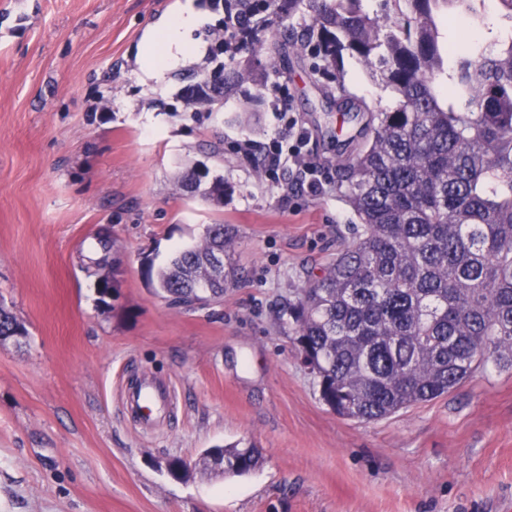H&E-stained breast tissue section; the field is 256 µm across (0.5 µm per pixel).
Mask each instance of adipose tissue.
Wrapping results in <instances>:
<instances>
[{
    "label": "adipose tissue",
    "instance_id": "obj_1",
    "mask_svg": "<svg viewBox=\"0 0 512 512\" xmlns=\"http://www.w3.org/2000/svg\"><path fill=\"white\" fill-rule=\"evenodd\" d=\"M203 15L185 5L148 27L143 39V68L152 79L163 81L166 71L196 49L194 29L205 24Z\"/></svg>",
    "mask_w": 512,
    "mask_h": 512
}]
</instances>
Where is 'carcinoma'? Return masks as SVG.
<instances>
[{
	"label": "carcinoma",
	"instance_id": "obj_1",
	"mask_svg": "<svg viewBox=\"0 0 512 512\" xmlns=\"http://www.w3.org/2000/svg\"><path fill=\"white\" fill-rule=\"evenodd\" d=\"M282 19L300 17L293 48L336 71L358 60L395 104L367 111L363 140L336 154V193L356 218L336 258L308 273L288 302L297 353L338 415L370 423L432 401L491 361L512 367V37L490 51L456 55L442 40L448 12L483 22L485 0H270ZM208 83L184 87L189 105L208 106ZM198 175L195 192L219 204L224 179ZM232 236L206 227L151 281L176 303L205 305L225 285L209 279L216 249ZM98 293L113 285V262L96 261ZM28 331L0 306V337ZM236 475L258 463L250 445L208 448Z\"/></svg>",
	"mask_w": 512,
	"mask_h": 512
}]
</instances>
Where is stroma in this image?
Instances as JSON below:
<instances>
[{
  "instance_id": "1",
  "label": "stroma",
  "mask_w": 512,
  "mask_h": 512,
  "mask_svg": "<svg viewBox=\"0 0 512 512\" xmlns=\"http://www.w3.org/2000/svg\"><path fill=\"white\" fill-rule=\"evenodd\" d=\"M186 3L208 17L200 52L153 90L144 32ZM223 22L224 0H0V300L29 332L0 343V512H512V369L488 365L371 423L321 401L286 306L353 219L334 167L351 125L308 54L261 49L266 27L224 63L252 81L213 112L185 111L179 75L204 65ZM344 66L351 96L393 106L354 58ZM283 83L327 182L318 195L293 171L258 179L241 144L274 138ZM196 166L223 178L221 205L179 188ZM209 224L233 236L223 300L156 295L149 267ZM103 231L104 304L88 260ZM142 376L178 401L148 433L120 411ZM237 442L259 448L254 471L200 467L203 449ZM171 456L193 463L188 479L167 474Z\"/></svg>"
}]
</instances>
